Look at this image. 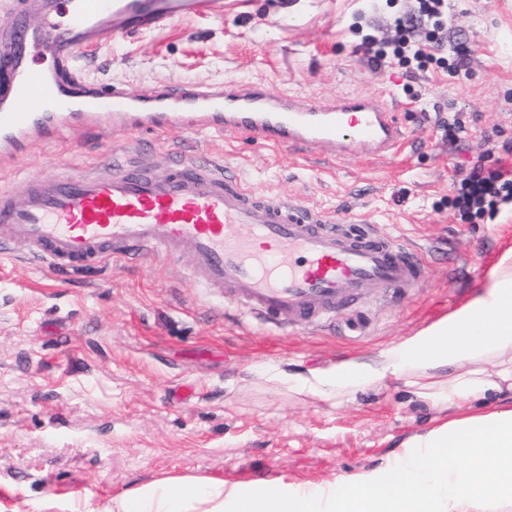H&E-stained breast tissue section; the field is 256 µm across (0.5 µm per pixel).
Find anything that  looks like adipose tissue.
I'll use <instances>...</instances> for the list:
<instances>
[{"label": "adipose tissue", "mask_w": 512, "mask_h": 512, "mask_svg": "<svg viewBox=\"0 0 512 512\" xmlns=\"http://www.w3.org/2000/svg\"><path fill=\"white\" fill-rule=\"evenodd\" d=\"M403 378L416 395L477 404L404 443L371 470L335 483L225 485L208 476L167 477L112 497L103 512H512V249L481 290L448 317L383 352L372 365L291 374L289 389L325 395Z\"/></svg>", "instance_id": "adipose-tissue-1"}]
</instances>
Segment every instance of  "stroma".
Wrapping results in <instances>:
<instances>
[{"mask_svg": "<svg viewBox=\"0 0 512 512\" xmlns=\"http://www.w3.org/2000/svg\"><path fill=\"white\" fill-rule=\"evenodd\" d=\"M415 0H224L220 17L166 22L82 52L92 81L140 92L228 79L274 94H361L393 103L406 133L393 154L340 159L242 133L171 129L94 140L72 133L0 167L20 178L77 171L142 153L157 168L172 142L236 170L259 195L335 215L365 217L420 251L423 279L366 289L325 325L265 324L202 287L189 258L160 254L59 272L24 244L0 254V502L15 512H60L63 498L104 508L128 488L171 476L225 484L263 479L331 482L374 468L458 407L415 395L403 380L321 398L277 373H331L380 354L447 317L512 248V202L469 224L448 204L477 162H512V0H448V31L420 69L375 66L356 46L392 37ZM468 50V75L438 64ZM461 132L449 138L446 126Z\"/></svg>", "mask_w": 512, "mask_h": 512, "instance_id": "stroma-1", "label": "stroma"}]
</instances>
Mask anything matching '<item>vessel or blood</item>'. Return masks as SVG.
<instances>
[{
	"label": "vessel or blood",
	"instance_id": "1",
	"mask_svg": "<svg viewBox=\"0 0 512 512\" xmlns=\"http://www.w3.org/2000/svg\"><path fill=\"white\" fill-rule=\"evenodd\" d=\"M17 24L0 27V164L74 131L152 132L185 127L245 133L325 151H393L402 131L392 106L357 95L315 104L231 81L152 95L82 77V48L197 14L224 0H0ZM50 67H36L40 54ZM0 230L58 270L143 252L189 257L206 287L255 317L327 320L373 285L414 286L421 258L376 225L353 231L327 212L278 195L256 196L228 168L184 157L158 170L134 156L0 189Z\"/></svg>",
	"mask_w": 512,
	"mask_h": 512
}]
</instances>
